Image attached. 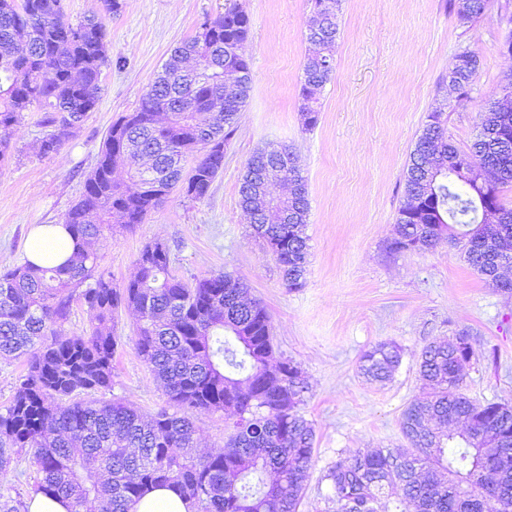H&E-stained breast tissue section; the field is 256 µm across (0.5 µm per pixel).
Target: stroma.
I'll return each instance as SVG.
<instances>
[{"label":"stroma","instance_id":"obj_1","mask_svg":"<svg viewBox=\"0 0 512 512\" xmlns=\"http://www.w3.org/2000/svg\"><path fill=\"white\" fill-rule=\"evenodd\" d=\"M107 17L110 62L100 100L73 137L43 155L47 134L38 112L25 113L0 165V271L21 264L31 229L60 224L83 192L104 137L137 108L172 48L205 19L234 6L250 17L246 47L252 85L224 153V170L208 195L189 200L173 191L148 219L93 245L114 282L137 272L146 244L166 245L172 271L191 280L229 273L261 301L273 327L274 361L300 369V406L315 433L314 452L298 512H336L328 502V471L359 451L399 448L401 414L426 392L417 356L430 342L466 335L475 355L464 393L481 402L512 403V296L473 270L457 248L393 252L403 173L428 115L448 118L459 148L474 140L481 103L501 96L512 55L501 49L512 0H491L485 15L464 27L448 0H341L332 79L320 96L319 121L305 129L300 107L308 0H119ZM480 59L471 98L449 87L454 57ZM289 146L306 179L309 237L305 285L287 288L274 255L252 234L239 205L248 159L265 147ZM137 314L121 309L112 388L143 412L167 406L163 385L135 349ZM389 342L402 354L386 382L364 378V352ZM201 454L221 452L232 418L190 412Z\"/></svg>","mask_w":512,"mask_h":512}]
</instances>
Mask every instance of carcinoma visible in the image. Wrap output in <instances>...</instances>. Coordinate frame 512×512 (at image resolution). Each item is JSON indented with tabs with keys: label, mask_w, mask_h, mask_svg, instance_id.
<instances>
[{
	"label": "carcinoma",
	"mask_w": 512,
	"mask_h": 512,
	"mask_svg": "<svg viewBox=\"0 0 512 512\" xmlns=\"http://www.w3.org/2000/svg\"><path fill=\"white\" fill-rule=\"evenodd\" d=\"M301 117L319 120L318 95L331 80L334 57L324 50L339 35L336 0H308ZM490 0H450L467 26ZM204 32L179 44L156 73L137 109L110 127L96 167L64 219L76 259L56 267L29 261L0 272V356L24 358L27 373L0 407V512H21L5 485L12 465L31 453L41 473L38 490L68 501L70 512H130L146 492L169 487L195 512H298L311 466L314 430L300 414L305 385L292 361L269 365L271 324L260 302L226 274L184 281L171 273L169 249L152 268L139 267L122 286L99 270L91 242L130 229L162 202L141 190L146 169L170 194L204 198L224 169V148L251 89L245 53L250 18L231 9L202 24ZM103 17L73 24L61 0H0V163L23 113L47 112L51 132L41 142L55 153L99 101L109 64ZM453 88L470 98L478 56L455 57ZM481 130L465 150L448 138L443 113L432 112L404 172V195L394 224V251L462 245L477 273L512 292L500 271L512 267V75L503 95L481 106ZM496 183L498 227L487 224L472 169ZM288 182L274 198L269 185ZM239 205L283 271L286 287L301 288L307 267L309 201L297 157L288 149L258 150L241 177ZM83 300L91 327L62 332L74 298ZM132 307L139 319L135 346L179 409L232 410L233 433L224 451L194 453L195 428L186 416L160 411L146 418L122 401H70L112 388L115 319ZM474 350L467 337L435 342L420 355L419 373L432 392L403 412L406 448L357 452L327 475L336 512H388L385 487L401 492L393 512H512V404L480 403L462 393ZM401 354L379 343L360 358L364 376L385 380Z\"/></svg>",
	"instance_id": "cac0c4a2"
}]
</instances>
